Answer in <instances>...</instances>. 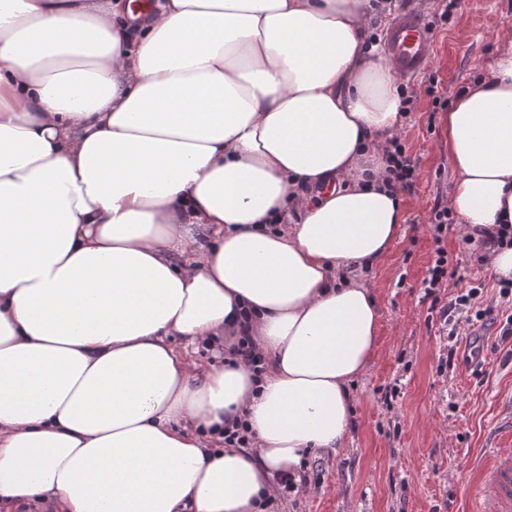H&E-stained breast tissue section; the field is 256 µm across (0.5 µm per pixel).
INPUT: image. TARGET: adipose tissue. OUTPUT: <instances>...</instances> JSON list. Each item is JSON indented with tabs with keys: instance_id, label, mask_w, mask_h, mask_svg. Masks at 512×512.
Wrapping results in <instances>:
<instances>
[{
	"instance_id": "obj_1",
	"label": "adipose tissue",
	"mask_w": 512,
	"mask_h": 512,
	"mask_svg": "<svg viewBox=\"0 0 512 512\" xmlns=\"http://www.w3.org/2000/svg\"><path fill=\"white\" fill-rule=\"evenodd\" d=\"M383 0H0V512H266L341 447L405 222ZM444 117L450 213L512 224V27ZM249 337L200 374L195 348ZM245 419L251 448L221 447Z\"/></svg>"
}]
</instances>
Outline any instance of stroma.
I'll return each mask as SVG.
<instances>
[{
	"label": "stroma",
	"mask_w": 512,
	"mask_h": 512,
	"mask_svg": "<svg viewBox=\"0 0 512 512\" xmlns=\"http://www.w3.org/2000/svg\"><path fill=\"white\" fill-rule=\"evenodd\" d=\"M389 0V13L371 21L381 33L391 16L421 12L433 21L435 52L427 73L408 81L413 106L401 139L416 159L419 177L403 193L406 222L387 263L368 271L380 312L377 350L353 379L350 433L343 447L317 450L304 461L308 482L282 497L281 512H464L477 483L475 466L491 448L512 443L501 427L512 402V347L500 340L499 324L460 323L456 339L425 298L423 281L434 259L429 217L435 199L446 198L453 174L444 137V112L425 89L429 77L456 97L486 74L512 25V0ZM458 221L449 218L443 245L457 277L442 300L469 281L484 285L483 304L499 299V280L480 262L479 243L465 242ZM463 355L477 347L473 361L446 367L449 345Z\"/></svg>",
	"instance_id": "35a3bbf8"
}]
</instances>
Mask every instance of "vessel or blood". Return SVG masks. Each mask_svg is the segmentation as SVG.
<instances>
[{
    "instance_id": "vessel-or-blood-1",
    "label": "vessel or blood",
    "mask_w": 512,
    "mask_h": 512,
    "mask_svg": "<svg viewBox=\"0 0 512 512\" xmlns=\"http://www.w3.org/2000/svg\"><path fill=\"white\" fill-rule=\"evenodd\" d=\"M435 34L415 11L399 13L383 36L385 60L403 79L422 74L432 62ZM467 512H512V448L489 449Z\"/></svg>"
}]
</instances>
